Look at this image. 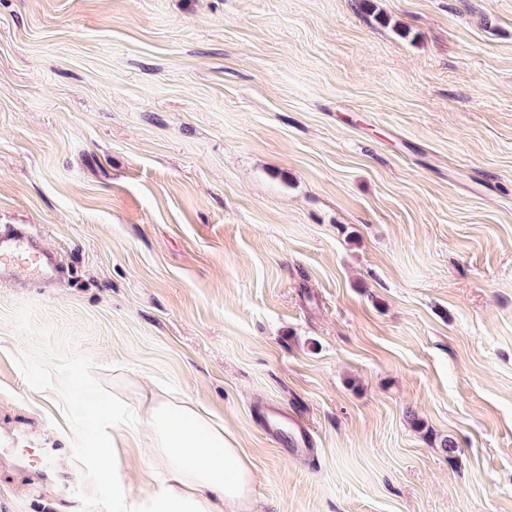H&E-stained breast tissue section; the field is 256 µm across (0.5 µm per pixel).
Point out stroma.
I'll return each mask as SVG.
<instances>
[{
    "label": "stroma",
    "mask_w": 512,
    "mask_h": 512,
    "mask_svg": "<svg viewBox=\"0 0 512 512\" xmlns=\"http://www.w3.org/2000/svg\"><path fill=\"white\" fill-rule=\"evenodd\" d=\"M1 224L66 270L0 281L57 512H112L145 375L223 418L248 512H512V0H0Z\"/></svg>",
    "instance_id": "1"
}]
</instances>
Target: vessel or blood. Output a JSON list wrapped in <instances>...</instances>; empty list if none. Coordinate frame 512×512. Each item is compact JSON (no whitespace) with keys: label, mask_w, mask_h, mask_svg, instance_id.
I'll list each match as a JSON object with an SVG mask.
<instances>
[{"label":"vessel or blood","mask_w":512,"mask_h":512,"mask_svg":"<svg viewBox=\"0 0 512 512\" xmlns=\"http://www.w3.org/2000/svg\"><path fill=\"white\" fill-rule=\"evenodd\" d=\"M19 266L42 281L60 275L56 256L25 228L0 225V278H8ZM66 454L63 448H23L17 432H0V471L22 475L31 486L50 488L61 496L71 489L70 478L61 465Z\"/></svg>","instance_id":"1"}]
</instances>
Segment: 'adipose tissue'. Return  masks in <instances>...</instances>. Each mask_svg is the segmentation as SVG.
<instances>
[{
    "instance_id": "adipose-tissue-1",
    "label": "adipose tissue",
    "mask_w": 512,
    "mask_h": 512,
    "mask_svg": "<svg viewBox=\"0 0 512 512\" xmlns=\"http://www.w3.org/2000/svg\"><path fill=\"white\" fill-rule=\"evenodd\" d=\"M112 415L119 428H144L142 455L167 476L157 491L136 495L113 463V512H241L256 474L223 419L158 386L143 403L113 391Z\"/></svg>"
}]
</instances>
